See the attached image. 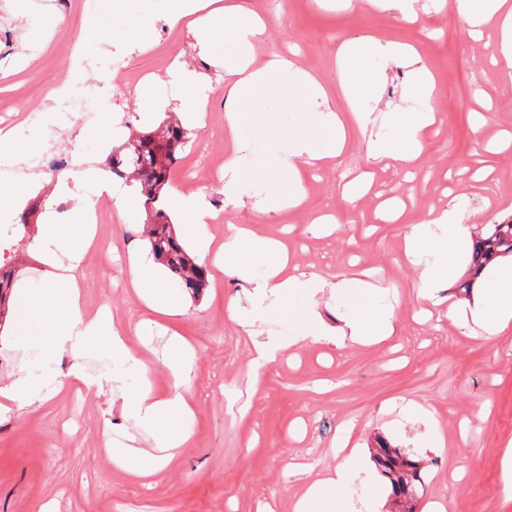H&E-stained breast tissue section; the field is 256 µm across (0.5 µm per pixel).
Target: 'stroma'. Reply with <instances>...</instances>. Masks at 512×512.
I'll use <instances>...</instances> for the list:
<instances>
[{
    "label": "stroma",
    "instance_id": "1",
    "mask_svg": "<svg viewBox=\"0 0 512 512\" xmlns=\"http://www.w3.org/2000/svg\"><path fill=\"white\" fill-rule=\"evenodd\" d=\"M238 2L267 19L266 38L254 49L256 65L277 54L315 77L344 123L343 149L324 163L297 160L305 204L261 218L254 206L266 195L262 184L228 197L223 172L188 150L173 166L167 192H181L182 170L193 169L196 194L219 214L209 225L215 241H223L228 224L249 226L287 241L300 279L383 287L379 303L392 307L395 332L377 344L347 338L288 348L254 380L255 342L293 335L296 298L259 305L250 298V282L218 272L199 296L183 294L180 313L146 307L129 286L127 264L115 261L117 254L148 250L143 208L125 219L117 211L136 195L135 184L126 183L105 202L99 243L83 260L79 306L87 314L110 308L136 360H114L91 342L48 358L35 349L17 351L8 332L0 333V353L18 357L17 365L0 368V385L20 371L35 381L17 399L0 401V512H109L114 501L127 502V512H256L261 503L293 512L307 482L334 467L340 443L355 450L361 470L372 468L370 451L381 439L423 469L415 512L433 501L443 502L446 512H512V498L501 489L502 451L512 441V325L472 338L468 325L449 319L447 304L420 303L423 265L409 263L403 252L405 232L432 210L456 205L474 231L512 216V78L472 38L470 16L452 5L436 13L429 0H419L420 20L413 24L386 0L361 7L348 0H279L276 11L267 10L266 0ZM91 16L104 24L106 40L88 51L103 60L99 77L76 85L91 97L77 148L93 161L95 176L111 178L108 163L123 153L130 134L169 119L208 135L212 156L230 151L223 66L233 63L237 46L219 37L205 48L183 21L178 40L164 42L159 24L171 18L168 0H98L94 7L89 0H0V29L13 31L16 54L28 61L20 69L0 61V114L18 118L42 110L68 80L74 45ZM334 34L339 43L411 45L420 62L390 61L376 48L367 55L373 82L354 93L338 74ZM216 54L221 64H214ZM114 56L128 74L122 88L103 79ZM169 63L199 74L203 124L184 111L182 96L162 94L172 82ZM146 73L153 76L148 97L135 92L137 77ZM429 74L440 90L430 102L417 93ZM428 104L440 123L409 178L398 161L375 157L370 143L395 131L400 113ZM255 108L264 124L288 133L321 113L315 102L274 97ZM359 112L369 113L368 125L356 121ZM108 120L119 131L110 142L95 135ZM23 183L26 222L0 233V257L12 263L16 287L34 290L43 285L39 239L46 212L64 194L72 207L82 206L93 189L69 170L40 172ZM233 298L247 312H259L252 330L230 318ZM173 336L191 347V438L152 476L138 478L113 464L102 429L111 425L113 438L133 434L141 448H153L155 435L122 412V394L137 384L140 360L167 390L163 347ZM77 363L88 380L79 402L63 383ZM227 381L242 387L246 412L226 411L220 387ZM75 415L82 420L77 427L69 423Z\"/></svg>",
    "mask_w": 512,
    "mask_h": 512
}]
</instances>
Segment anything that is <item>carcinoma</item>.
Instances as JSON below:
<instances>
[{"instance_id": "1", "label": "carcinoma", "mask_w": 512, "mask_h": 512, "mask_svg": "<svg viewBox=\"0 0 512 512\" xmlns=\"http://www.w3.org/2000/svg\"><path fill=\"white\" fill-rule=\"evenodd\" d=\"M186 138V129L180 120L175 119L158 133L152 131L137 136L126 147L124 157H112V164L129 161L133 165L131 175L138 182L139 195L148 207L146 232L154 261L164 266L184 288L198 295L209 287L205 270L178 241L174 223L164 205L169 173ZM507 256H512V218L476 234L470 271L476 275L494 260ZM13 281L14 270L0 265V323L10 312L8 301ZM372 461L388 479L393 502H398L400 496L408 502L416 499V494L423 488L421 468L416 461L381 440L373 452Z\"/></svg>"}]
</instances>
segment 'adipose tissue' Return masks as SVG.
<instances>
[{
	"mask_svg": "<svg viewBox=\"0 0 512 512\" xmlns=\"http://www.w3.org/2000/svg\"><path fill=\"white\" fill-rule=\"evenodd\" d=\"M175 20L191 19L201 33L224 26L225 15L235 13L239 19L229 29L228 35L238 45L240 54L228 67V81L224 85L228 111L225 115L230 141L235 152H251L250 168L237 167L233 157L224 162L225 172L231 173L230 187L248 183L270 171L285 169L293 177L288 183L273 182L269 193L278 205L296 207L303 201L300 180L294 175L295 161L299 158L320 160L335 154L343 139L337 130L334 112L323 113L316 126L304 131L280 135L255 133L251 122L240 110L241 100L259 95L275 94L285 100L299 101L310 94L320 93L319 84L301 72L292 62L273 57L263 66H255L253 47L266 30L265 21L256 15H245L233 0H174ZM471 0H457L460 10L471 11ZM474 37H481L485 25H495L499 31L496 55L506 68H512V0H481L478 11H471ZM437 122L433 109L404 113L398 131L389 137L374 141L372 151L378 157H392L406 163L413 162L421 153L429 130ZM170 206L185 218L184 235L199 242L200 260L206 266L224 274L245 277L250 273L249 257L267 256L278 251L276 242L232 229L223 246L213 247L207 221L212 212L196 196L176 195ZM93 201L73 210L69 222L59 232L43 238L42 256L49 270L44 286L37 292L19 291L11 309L12 339L20 349H37L53 357L63 352L72 340H90L111 352L113 358L128 361L133 357L119 328L112 320L109 309L98 310L88 317L79 308L80 265L91 247L95 227L88 217ZM472 234L467 225L461 224L456 209L428 213L421 223L412 225L404 236L407 256L419 258L434 254L435 260L419 274L418 297L433 302L441 286L452 285L454 273L460 263L464 247ZM131 286L138 299L148 308H162L174 313L180 308L177 296L163 288L157 271L146 264L139 254L129 260ZM485 285L472 299L452 300L448 315L472 323L480 333L494 335L512 323V265L499 264L484 278ZM323 288L318 281H298L287 274L284 265L268 270L253 287L258 301L273 300L291 293L304 292L308 298L295 313V336L288 340L273 338L255 347L256 366L275 363L286 346L306 341L316 343L331 340L339 334L361 344L383 341L394 333L391 311L381 309L377 314L347 320L338 331H330L321 318L314 301ZM169 355L166 367L170 378L166 394L154 393L150 386L125 392L127 411L141 427L162 428L166 437L163 447L179 448L185 445L190 434L186 422L192 408L185 393L189 386V371L185 360L186 350L179 339L168 342ZM358 473L349 459H342L325 477L312 481L305 493L295 502L294 512H353L349 488Z\"/></svg>",
	"mask_w": 512,
	"mask_h": 512,
	"instance_id": "adipose-tissue-1",
	"label": "adipose tissue"
}]
</instances>
